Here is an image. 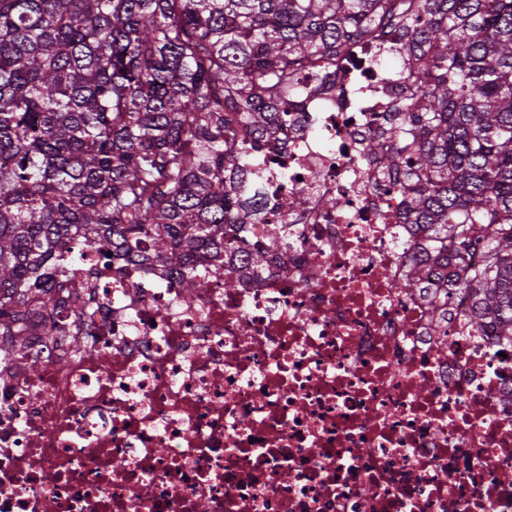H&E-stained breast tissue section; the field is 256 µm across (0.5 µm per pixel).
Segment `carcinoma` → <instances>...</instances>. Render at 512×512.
Segmentation results:
<instances>
[{"instance_id":"carcinoma-1","label":"carcinoma","mask_w":512,"mask_h":512,"mask_svg":"<svg viewBox=\"0 0 512 512\" xmlns=\"http://www.w3.org/2000/svg\"><path fill=\"white\" fill-rule=\"evenodd\" d=\"M361 40L409 89L360 171L425 232L402 287L453 264L473 324L512 334V0H0V377L25 337L55 341L39 312L81 314L88 254L164 265L186 300L201 261L230 290L288 263L241 234L260 165L301 78Z\"/></svg>"}]
</instances>
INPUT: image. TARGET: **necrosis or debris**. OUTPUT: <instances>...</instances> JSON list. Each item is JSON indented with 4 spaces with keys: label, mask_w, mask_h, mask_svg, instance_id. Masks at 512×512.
<instances>
[{
    "label": "necrosis or debris",
    "mask_w": 512,
    "mask_h": 512,
    "mask_svg": "<svg viewBox=\"0 0 512 512\" xmlns=\"http://www.w3.org/2000/svg\"><path fill=\"white\" fill-rule=\"evenodd\" d=\"M331 82L294 100L288 168L246 231L282 236L287 265L229 292L200 262L189 304L164 268L115 267L79 321L51 315L90 348L16 352L0 512H512V340L472 324L441 270L403 289L423 234L359 177L407 84Z\"/></svg>",
    "instance_id": "1"
}]
</instances>
